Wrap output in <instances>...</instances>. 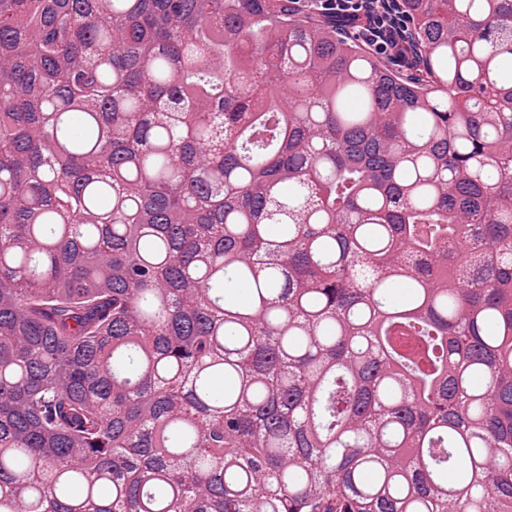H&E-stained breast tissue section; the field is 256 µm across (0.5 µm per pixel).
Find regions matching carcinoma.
Masks as SVG:
<instances>
[{"label": "carcinoma", "mask_w": 512, "mask_h": 512, "mask_svg": "<svg viewBox=\"0 0 512 512\" xmlns=\"http://www.w3.org/2000/svg\"><path fill=\"white\" fill-rule=\"evenodd\" d=\"M401 8L0 0V512H512V0ZM313 2L309 7L321 13L350 20H360L354 27L362 45L377 53L402 59L407 53L404 33L407 19L399 6L400 0H295ZM368 45V46H367Z\"/></svg>", "instance_id": "cac0c4a2"}]
</instances>
